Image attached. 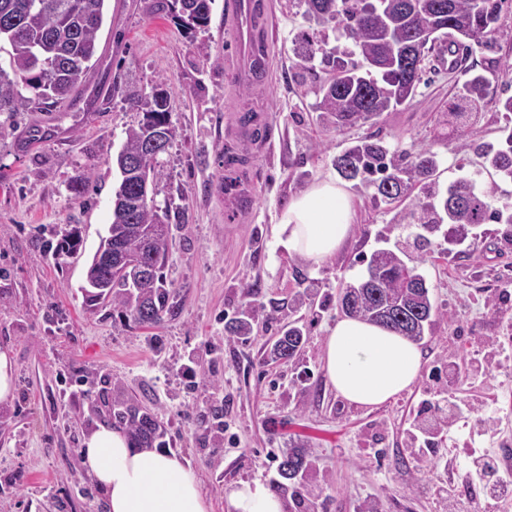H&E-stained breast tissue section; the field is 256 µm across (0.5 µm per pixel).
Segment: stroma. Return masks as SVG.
<instances>
[{"mask_svg":"<svg viewBox=\"0 0 512 512\" xmlns=\"http://www.w3.org/2000/svg\"><path fill=\"white\" fill-rule=\"evenodd\" d=\"M227 0H213L206 29L184 35L159 0H105L98 58L75 105L0 114V347L15 361L16 389L0 404V512H106L104 498L82 462L84 439L103 419L94 403L120 394L151 409L165 431V450L196 472L210 504L224 512V490L241 480L273 484L276 454L307 442L318 459L307 483L319 512H448L424 495V485L447 482L448 468L465 470L480 437L449 430L446 449L424 447L422 422L448 400L474 403L475 419L494 417L512 435L507 395L512 380L497 368L448 386V367L470 369L482 337L505 335L512 308L488 304L512 291V230L482 225L476 237L452 245L447 229L430 234L419 265L438 316L421 342L423 366L393 401L360 408L336 395L325 373L323 345L340 317L343 283L362 277L379 249L412 244L420 228L393 221L356 181L349 240L313 264L273 245L272 229L288 201L318 178L335 175L334 157L369 135L404 152H437L448 183L471 177L497 207H512V181L486 172L444 123L459 100L466 71L449 73L430 60L415 99L354 127L324 129L313 96L293 77L294 48L307 24L288 0H263L275 27L270 70L253 91L239 74L205 63L198 52L230 58ZM166 82L178 128L161 158L159 197L175 215L165 268L179 307L155 329L125 322L108 307L89 305L85 271L111 222L119 174L112 158L142 115L124 99L128 88ZM269 113L268 149L250 169L252 204L237 220L225 211L224 165L236 143L241 113ZM91 173L83 198L70 180ZM79 230L77 256L54 258V248ZM259 282L257 294L248 283ZM275 311L246 336L227 330L247 302ZM301 321L304 344L295 362L266 360L285 324Z\"/></svg>","mask_w":512,"mask_h":512,"instance_id":"1","label":"stroma"}]
</instances>
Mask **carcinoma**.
I'll list each match as a JSON object with an SVG mask.
<instances>
[{
    "mask_svg": "<svg viewBox=\"0 0 512 512\" xmlns=\"http://www.w3.org/2000/svg\"><path fill=\"white\" fill-rule=\"evenodd\" d=\"M105 0H0V40L11 47V72L0 68V113L17 112L23 105L37 109L64 103L76 97L86 84L90 62L97 54L98 32L103 24ZM505 0H298L305 6L303 17L317 25L341 19L339 38L350 43L351 51L326 45L308 32L301 34L295 51L298 69L314 74L320 66L325 80H301L304 93L316 97L317 119L325 127L366 123L383 112L416 96L421 77L409 68L411 55L424 56L440 47L441 41H454L467 51L476 48L491 52L493 35ZM212 0H171L166 4L174 23L186 34L208 26ZM359 55L367 64L361 70L347 59ZM31 89L34 97L23 96ZM128 103L163 127L166 146H171L177 128L171 121L169 98L139 89L125 94ZM492 97L489 80L474 74L464 84L460 100L468 112L448 113V125L462 137L461 147L474 153L485 169L505 180H512V128L501 129V139L488 142L472 122L473 112ZM146 144L145 123L126 131V140L116 156L120 172L118 189L123 195L135 193L139 175L128 169V162L142 155ZM339 176L358 181L373 189L374 197L391 205L409 201L408 211L397 212V224H417L423 228L447 222L459 235L479 224H512V213L492 206L488 196L473 180L459 177L444 185L440 182L437 153L421 147L399 155L385 142L366 136L334 158ZM170 218L168 203L157 200L129 206L114 202L112 223L151 227L157 224L158 210ZM171 238L167 223L147 241L131 231L120 242V249L132 257L161 259L155 277L143 280L131 292L119 281L104 296H88L92 302L110 305L121 315L143 326L159 325L177 314L166 280L165 262ZM339 295L348 305L336 303L339 312L379 324L420 342L437 315L430 287L419 266L406 262L393 251L373 253L366 275L345 285ZM271 319L273 313L248 304L234 320V332L246 336L253 323ZM304 326L290 322L267 353L272 362L293 361L303 345ZM105 414L123 424L137 442L152 447L161 437L155 414L118 396L103 401ZM317 458L307 448L288 449L278 473L281 481L275 491L300 494V480L316 468Z\"/></svg>",
    "mask_w": 512,
    "mask_h": 512,
    "instance_id": "1",
    "label": "carcinoma"
}]
</instances>
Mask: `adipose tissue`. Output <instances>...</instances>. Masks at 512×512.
I'll list each match as a JSON object with an SVG mask.
<instances>
[{
    "mask_svg": "<svg viewBox=\"0 0 512 512\" xmlns=\"http://www.w3.org/2000/svg\"><path fill=\"white\" fill-rule=\"evenodd\" d=\"M353 202L335 177L325 176L294 195L273 226L276 247L320 263L352 229ZM324 368L337 394L361 407L382 405L408 389L422 353L407 337L353 318L339 319L324 345ZM102 491L107 512H208L199 479L172 452L140 448L120 427L103 423L81 450ZM224 512H287L283 499L258 480L224 492Z\"/></svg>",
    "mask_w": 512,
    "mask_h": 512,
    "instance_id": "1",
    "label": "adipose tissue"
}]
</instances>
